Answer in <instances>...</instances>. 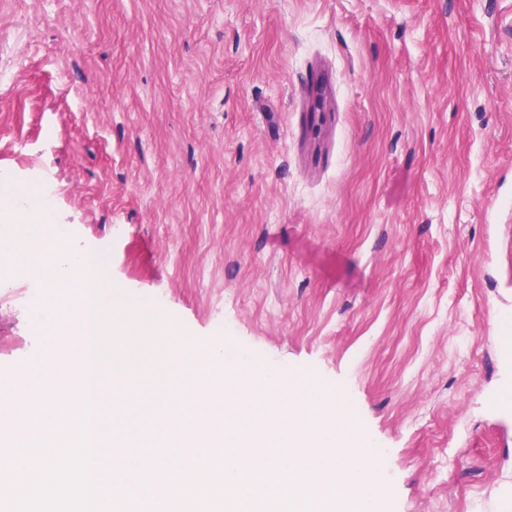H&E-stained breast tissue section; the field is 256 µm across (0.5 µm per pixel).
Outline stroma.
Masks as SVG:
<instances>
[{
	"instance_id": "1",
	"label": "stroma",
	"mask_w": 512,
	"mask_h": 512,
	"mask_svg": "<svg viewBox=\"0 0 512 512\" xmlns=\"http://www.w3.org/2000/svg\"><path fill=\"white\" fill-rule=\"evenodd\" d=\"M1 174L197 350L346 394L385 512H507L512 0H0ZM63 342L0 290V381Z\"/></svg>"
}]
</instances>
